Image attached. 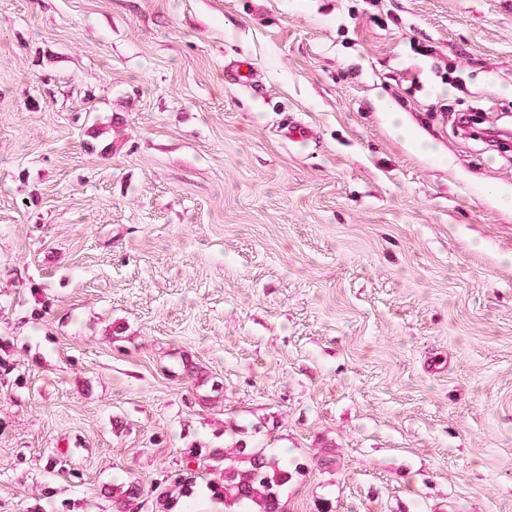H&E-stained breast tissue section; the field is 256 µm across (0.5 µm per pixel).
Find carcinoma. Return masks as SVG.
<instances>
[{
	"label": "carcinoma",
	"mask_w": 512,
	"mask_h": 512,
	"mask_svg": "<svg viewBox=\"0 0 512 512\" xmlns=\"http://www.w3.org/2000/svg\"><path fill=\"white\" fill-rule=\"evenodd\" d=\"M184 472L192 474V464L206 459L216 462L213 479L207 482L212 498L224 505V512H286L281 488L288 483V465L266 452L238 441L224 448L202 453L199 448L183 451ZM148 494L139 482L112 489L114 512H135L139 500Z\"/></svg>",
	"instance_id": "obj_1"
}]
</instances>
